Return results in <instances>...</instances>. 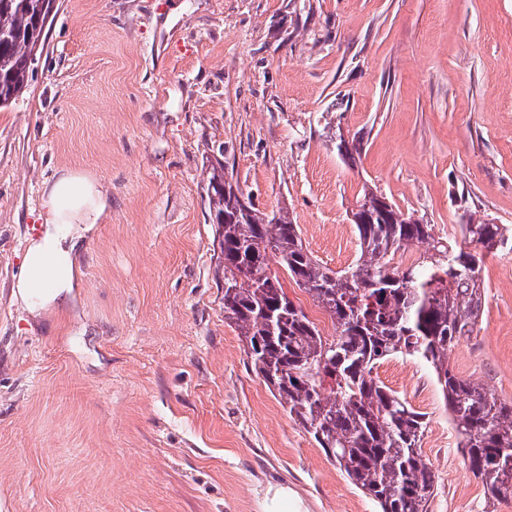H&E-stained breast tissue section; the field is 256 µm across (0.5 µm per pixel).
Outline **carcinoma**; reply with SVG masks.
<instances>
[{
  "label": "carcinoma",
  "mask_w": 512,
  "mask_h": 512,
  "mask_svg": "<svg viewBox=\"0 0 512 512\" xmlns=\"http://www.w3.org/2000/svg\"><path fill=\"white\" fill-rule=\"evenodd\" d=\"M48 9L49 0H0V109L16 103L33 75ZM218 154L207 196L223 259L224 319L289 416L379 512H428L434 475L420 452L423 416L374 376L390 357L420 359L436 378L469 468L493 499L512 500V402L448 364L481 316L486 253L511 246L512 229L471 215L459 244L365 188L352 219L360 256L336 272L303 245L287 210L252 207ZM415 243L428 244V256L407 267L394 262ZM273 258L328 314L335 336H322L288 298L271 272Z\"/></svg>",
  "instance_id": "carcinoma-1"
}]
</instances>
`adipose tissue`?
<instances>
[{
	"instance_id": "obj_1",
	"label": "adipose tissue",
	"mask_w": 512,
	"mask_h": 512,
	"mask_svg": "<svg viewBox=\"0 0 512 512\" xmlns=\"http://www.w3.org/2000/svg\"><path fill=\"white\" fill-rule=\"evenodd\" d=\"M41 230L30 238L15 295L31 314L41 315L76 286L79 244L98 224L106 209L101 186L74 170L50 183Z\"/></svg>"
}]
</instances>
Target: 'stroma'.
I'll use <instances>...</instances> for the list:
<instances>
[{"instance_id": "35a3bbf8", "label": "stroma", "mask_w": 512, "mask_h": 512, "mask_svg": "<svg viewBox=\"0 0 512 512\" xmlns=\"http://www.w3.org/2000/svg\"><path fill=\"white\" fill-rule=\"evenodd\" d=\"M219 153L334 270L359 255L366 185L439 237L469 214L512 228V0H57L0 110V512H378L224 320ZM66 169L98 181L106 216L37 318L13 285ZM481 279L449 364L512 401V250ZM375 375L427 416L428 512H512L469 470L430 368Z\"/></svg>"}]
</instances>
